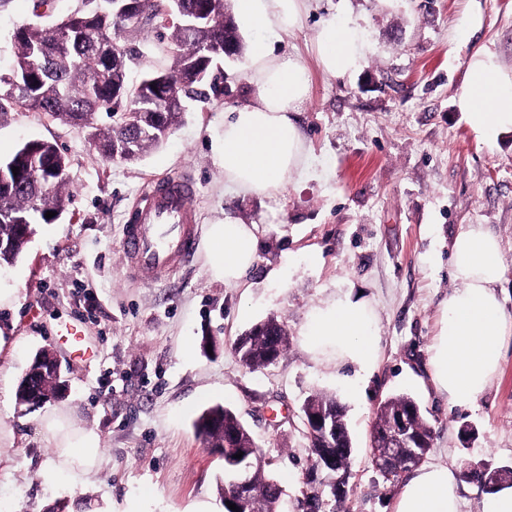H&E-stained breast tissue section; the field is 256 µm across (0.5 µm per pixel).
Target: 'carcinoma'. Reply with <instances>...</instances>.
Instances as JSON below:
<instances>
[{"label": "carcinoma", "instance_id": "carcinoma-1", "mask_svg": "<svg viewBox=\"0 0 512 512\" xmlns=\"http://www.w3.org/2000/svg\"><path fill=\"white\" fill-rule=\"evenodd\" d=\"M132 12L112 13V7L94 0H82L74 10L51 26L23 24L13 32L14 54L7 74H0V115L14 107L44 112L62 123L83 124L91 129V140L103 157L114 152L125 161H137L149 150L162 145L180 122L186 100L197 95V87L209 78L213 67L210 50L230 43L235 54L244 49L233 17L225 12L224 0H182L170 4L173 12L183 9L195 23L190 28L180 19L172 24L170 34L164 28L158 0H134ZM159 29L160 41L167 42L173 57L169 69L153 68L142 81L131 87L132 67L141 64L140 52L119 44L122 32L133 27ZM203 67V78H194L195 69ZM104 112L107 125L94 122ZM18 167V174L12 168ZM0 268L11 266L24 251L25 235L34 234L37 224H51L62 214L70 200L67 159L59 147L49 141L31 139L9 158L0 159ZM56 216L48 219L45 213ZM289 345L282 323L271 317L255 325L248 333L247 346L239 359L252 369L268 366L269 354L282 356ZM47 356L38 353L20 379L16 392L19 404H29L31 385L56 392L59 383L42 378ZM305 404L336 418L338 436L335 452L339 466L348 469L354 445L347 424L345 405L334 395L316 392ZM412 412L411 425L431 447L434 430L419 403L408 394L394 395L380 405L375 426L386 428L391 416L399 411ZM224 426L245 428L230 408L217 404L206 409L196 420L198 436L210 447L223 444V434L214 429ZM256 494L250 512H270L280 504L283 489L265 472L254 475Z\"/></svg>", "mask_w": 512, "mask_h": 512}]
</instances>
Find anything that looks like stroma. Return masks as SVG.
Returning a JSON list of instances; mask_svg holds the SVG:
<instances>
[{"instance_id": "1", "label": "stroma", "mask_w": 512, "mask_h": 512, "mask_svg": "<svg viewBox=\"0 0 512 512\" xmlns=\"http://www.w3.org/2000/svg\"><path fill=\"white\" fill-rule=\"evenodd\" d=\"M77 5L7 0L0 7V73L11 68L17 26L52 23ZM332 17L359 23L370 47L362 67L343 78L324 75L311 51L321 22ZM279 46L311 67V97L296 120L317 174L277 197L226 193L211 149L225 110L247 101L244 53L214 64L223 87L203 83L169 139L137 162L105 159L87 129L43 113L17 108L0 116V158L30 139L55 142L69 159L70 188L61 217L36 225L24 252L0 271V283L18 291L16 305L0 308V324H15L25 339L0 353V373L18 386L47 348L64 380L57 396L38 406L0 398V426L13 432L18 469L0 472L7 512L76 499L84 512H224L223 459L193 428L216 404L249 427L283 485L285 512H303L311 459L301 405L317 391L345 400L355 446L338 512H392L402 482L373 469L370 433L380 402L402 392L420 403L435 430L426 462L459 476L461 512H487L492 494L462 472L468 462L512 464V343L496 382L470 410L450 408L434 389L427 348L453 286L449 247L461 225L482 224L498 236L500 292L512 314V132L482 139L456 105L477 50L512 68V0H310L304 28ZM182 171L196 183L200 226L227 213L265 225L251 287L213 279L201 252L151 282L126 276L129 211L155 179ZM274 267L286 273L273 282L267 273ZM341 288L370 302L380 335L378 365L356 403L337 383L335 365L313 360L299 336L310 310ZM269 317L284 324L289 349L275 365L248 369L234 344ZM65 321L82 327L94 357L72 358L57 343ZM207 340L213 350L204 349ZM187 342L189 358L181 353ZM63 405L105 450L97 484L75 492L44 478L53 450L42 419Z\"/></svg>"}]
</instances>
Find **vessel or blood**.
I'll use <instances>...</instances> for the list:
<instances>
[{"mask_svg": "<svg viewBox=\"0 0 512 512\" xmlns=\"http://www.w3.org/2000/svg\"><path fill=\"white\" fill-rule=\"evenodd\" d=\"M194 194L192 178L177 174L154 181L139 198L123 230L130 276L148 281L195 255Z\"/></svg>", "mask_w": 512, "mask_h": 512, "instance_id": "1", "label": "vessel or blood"}]
</instances>
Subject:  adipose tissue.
<instances>
[{
  "mask_svg": "<svg viewBox=\"0 0 512 512\" xmlns=\"http://www.w3.org/2000/svg\"><path fill=\"white\" fill-rule=\"evenodd\" d=\"M239 22L276 34L295 35L309 12L308 0H234ZM369 45L356 23L322 24L315 55L322 72L340 78L366 59ZM246 104L224 113L223 135L214 151L224 168V188L237 197H273L311 173L312 148L295 114L309 100V67L301 55L277 52L264 39L250 46ZM456 103L475 134L484 139L512 130V69L487 50L475 52ZM258 225L232 215L208 225L204 249L212 276L244 288L260 250ZM454 282L442 304L441 326L428 347L430 378L450 406L471 408L498 377L506 342L512 341V315L498 292L504 263L497 235L481 224L461 225L449 255ZM302 345L314 358L331 357L336 377L351 397H359L373 372L380 337L370 303L349 291L313 308L301 327ZM67 411L43 420L54 448L47 471L51 481L74 487L94 483L103 450L97 434L75 429ZM393 512H460L459 485L442 463L413 470L402 484Z\"/></svg>",
  "mask_w": 512,
  "mask_h": 512,
  "instance_id": "adipose-tissue-1",
  "label": "adipose tissue"
}]
</instances>
